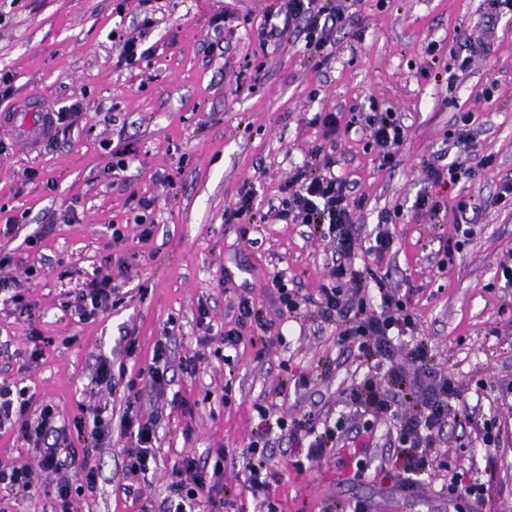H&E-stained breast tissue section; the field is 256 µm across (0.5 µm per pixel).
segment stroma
I'll use <instances>...</instances> for the list:
<instances>
[{"mask_svg": "<svg viewBox=\"0 0 512 512\" xmlns=\"http://www.w3.org/2000/svg\"><path fill=\"white\" fill-rule=\"evenodd\" d=\"M273 0H0V73L10 91L0 110L39 94L51 111L68 115L70 134L29 149L0 129V253L7 272L35 303L34 319L0 299V382H15L72 425L86 406L105 407L112 436L92 449L93 490L72 495L69 512H162L182 454L203 461L224 453L221 494L237 512H254L245 488L255 403L272 397L278 415L313 412L338 418L344 392L368 373L357 348L339 343L314 306L278 316L275 277L303 295L332 284L326 242L302 224L258 215L279 202L289 176L315 147L335 160L337 178L363 197L357 211L362 240L373 237L384 211H399L390 253H356L406 301L430 364L452 375L457 409L469 423L449 420L444 435L468 479L485 484L488 512H512V209L494 205L512 179V14L493 16L488 0H356L330 33L324 53L289 35L259 44L254 36ZM152 15L155 26L135 65L121 57L120 37ZM397 113L407 134L384 163L365 118ZM335 113L324 137L311 121ZM473 116L476 152L491 167L454 185H434L426 162L443 153L458 113ZM127 162L111 168L113 155ZM253 213L230 218L245 191ZM443 201L436 213L417 198ZM475 196L479 210L459 212ZM151 200L139 208V199ZM152 227L141 237L140 225ZM471 227L469 236L458 225ZM120 227L122 240L112 238ZM460 243L452 262L443 246ZM111 276L117 290L107 308L83 321L70 309L87 279ZM260 320L241 330L228 356L206 350L185 363L205 336L235 324L240 298ZM49 343L30 362L31 335ZM169 359V400L157 427V464L127 475L120 423L128 405L150 413L147 373L157 343ZM112 362L111 388L91 382L100 358ZM309 386L296 385L300 375ZM287 394L275 397L279 385ZM495 420L498 443L485 452L482 424ZM335 452L295 469L287 435L266 434V494L279 512H345L357 500L372 512H473L467 500L444 499V473L416 475L414 497L400 496L392 473L352 476L353 454L368 450L372 465L391 454L386 427L363 432ZM28 464L36 489L0 490V512H54L55 476L38 471L34 449L0 427V466Z\"/></svg>", "mask_w": 512, "mask_h": 512, "instance_id": "stroma-1", "label": "stroma"}]
</instances>
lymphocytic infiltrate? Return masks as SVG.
<instances>
[{
  "label": "lymphocytic infiltrate",
  "instance_id": "1",
  "mask_svg": "<svg viewBox=\"0 0 512 512\" xmlns=\"http://www.w3.org/2000/svg\"><path fill=\"white\" fill-rule=\"evenodd\" d=\"M345 4H338L331 12L317 8L316 0H284L280 9L282 26L261 27L257 31L260 42H267L294 33L303 32L307 44L324 48L327 24L338 25L345 19ZM471 114L458 118V128L450 139L455 158L448 165L430 162L426 165L429 179L439 183H457L461 176L470 174L468 155L473 149ZM373 142L384 161H391L402 145L406 129L392 112H377L367 119ZM330 157H318L299 168L286 185L288 196L280 208L271 209L275 219L290 224H303L320 233L330 245L334 286L322 287L316 302L318 313L328 324L334 325L340 342L357 346L359 356L388 381L387 387L378 386L372 379H364L347 393L345 403L377 420H389L395 425V439L404 444L401 467L407 479L398 481V489L413 493L414 473L437 469L451 471V450L443 438L450 415L449 402L457 395L455 381L442 376L428 364L429 346L419 340L417 324L408 313L402 299L381 293L380 314L367 311L363 295L368 283L363 271L356 269L351 258L359 239L355 213L362 208V198L352 196L347 181L331 173ZM406 351V362H399V351ZM31 399L26 388L0 385V426L11 425L19 438L38 449V466L42 471L55 473L79 466L86 488H94L96 472L87 461L81 460L77 448L60 450L45 446L44 440L54 432L57 413L53 406L42 407L38 416H31ZM264 426H276L286 431L295 446L306 447V458L321 459L332 452L343 437V421L321 419L307 413L287 420L275 417L274 405L255 407ZM159 421L158 413L147 416L126 415L123 430L134 440L126 449V470L136 476L147 473L155 459L154 442ZM221 462L213 466L199 465L194 455L185 454L174 466V480L170 485L175 500L169 501L165 512H197L200 499L216 502L220 486L216 480Z\"/></svg>",
  "mask_w": 512,
  "mask_h": 512
}]
</instances>
